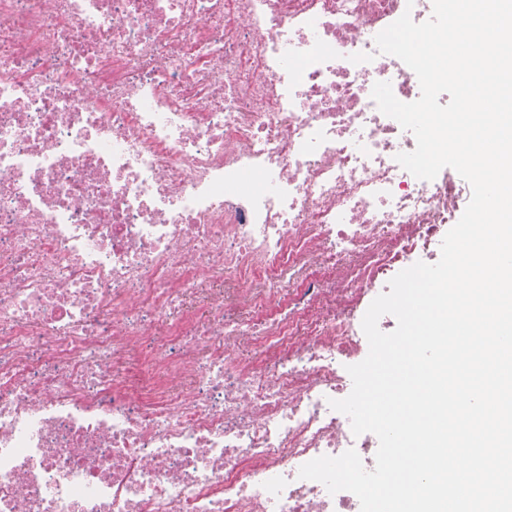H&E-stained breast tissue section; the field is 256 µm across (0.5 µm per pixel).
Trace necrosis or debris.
<instances>
[{"mask_svg":"<svg viewBox=\"0 0 512 512\" xmlns=\"http://www.w3.org/2000/svg\"><path fill=\"white\" fill-rule=\"evenodd\" d=\"M431 0H0V512H360L299 478L371 292L469 201L414 177L374 36ZM205 321L126 362L173 302ZM251 366L233 362L242 341Z\"/></svg>","mask_w":512,"mask_h":512,"instance_id":"necrosis-or-debris-1","label":"necrosis or debris"}]
</instances>
